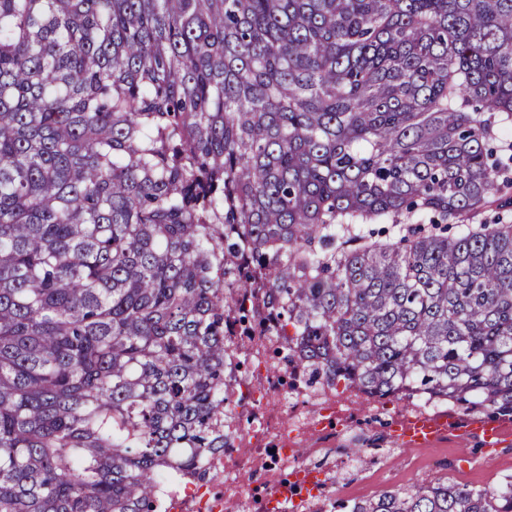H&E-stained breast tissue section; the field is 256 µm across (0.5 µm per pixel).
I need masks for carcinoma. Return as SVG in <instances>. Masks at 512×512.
Here are the masks:
<instances>
[{"label":"carcinoma","mask_w":512,"mask_h":512,"mask_svg":"<svg viewBox=\"0 0 512 512\" xmlns=\"http://www.w3.org/2000/svg\"><path fill=\"white\" fill-rule=\"evenodd\" d=\"M508 126L512 0H0V512H158L224 447L228 321L512 421Z\"/></svg>","instance_id":"carcinoma-1"}]
</instances>
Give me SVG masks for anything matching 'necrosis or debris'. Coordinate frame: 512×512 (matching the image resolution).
<instances>
[{
  "label": "necrosis or debris",
  "mask_w": 512,
  "mask_h": 512,
  "mask_svg": "<svg viewBox=\"0 0 512 512\" xmlns=\"http://www.w3.org/2000/svg\"><path fill=\"white\" fill-rule=\"evenodd\" d=\"M265 336H234L224 358V387L231 395V417L224 422L226 448L207 454L193 477L160 475V512H225L230 502L245 512H320L325 496L346 491L340 472L347 460L337 444L381 427L400 451L397 431L405 422H442L465 430L481 421L474 413L456 419L447 404L427 394L387 401L368 393L337 394L322 383L286 385L269 359ZM249 368L239 372L237 362Z\"/></svg>",
  "instance_id": "1"
}]
</instances>
